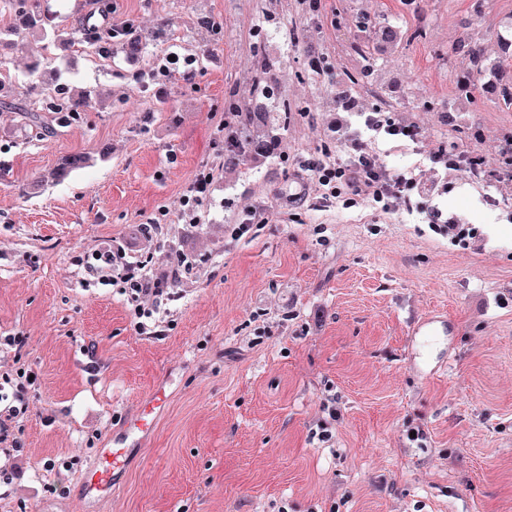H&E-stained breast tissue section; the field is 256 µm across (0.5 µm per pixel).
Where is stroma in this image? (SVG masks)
Returning <instances> with one entry per match:
<instances>
[{"mask_svg":"<svg viewBox=\"0 0 512 512\" xmlns=\"http://www.w3.org/2000/svg\"><path fill=\"white\" fill-rule=\"evenodd\" d=\"M421 0L425 34L376 67L330 134L333 92L301 79L310 57L349 66L354 37L343 16L380 11L414 21L399 0H111L109 24L148 40L137 64L71 48L72 70L100 102L32 134L22 111L34 97L28 66L54 55L16 38L12 80L0 102V334L24 336L35 378L21 445H0L12 473L0 512H512V182H474L431 155L442 144L434 101L454 103L463 150L488 170L512 134V108L462 95L442 60L465 33L489 56L512 0ZM471 16L470 28L459 25ZM304 46L288 45L290 25ZM195 58L184 77L156 71L173 48ZM280 56V91L311 102L288 129L276 173L233 178L222 168V129L255 78V58ZM403 90L384 104L377 90ZM402 115L415 141L367 127L373 113ZM362 146L416 179L411 201L384 211L323 196L302 160H349ZM71 154L92 166L56 182ZM213 180L192 225L180 207L199 172ZM254 209L266 221L231 230ZM470 228L466 242L431 211ZM161 224L149 243L141 224ZM129 261L197 257L161 316L162 335L139 334L119 286H86V259L106 243ZM437 314L453 328L426 377L411 364V328ZM166 401L129 452L111 496L87 503L80 480L98 449L131 422L158 387ZM336 399V417L323 403ZM333 437L321 442L320 424ZM419 439H412V432ZM68 462L65 493L43 464Z\"/></svg>","mask_w":512,"mask_h":512,"instance_id":"obj_1","label":"stroma"}]
</instances>
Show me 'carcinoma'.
<instances>
[{"label": "carcinoma", "mask_w": 512, "mask_h": 512, "mask_svg": "<svg viewBox=\"0 0 512 512\" xmlns=\"http://www.w3.org/2000/svg\"><path fill=\"white\" fill-rule=\"evenodd\" d=\"M16 11L24 22L40 30L46 37L58 43H81L86 35L78 28L65 29L51 21L38 9V0H14ZM348 23L366 35V40L348 44V49L359 58L358 70L345 75V94L341 102L351 100L356 89L362 86L363 78L370 69L378 66L385 55L396 49L403 37L399 22L384 15L356 13L348 18ZM501 59L491 60L485 56L480 39L468 37L452 45L448 57H462L469 61L470 67L456 73L455 84L459 92L468 93L482 86L494 94L506 106H512V83H504L497 78L503 60L512 62V23L497 35ZM146 40L130 39L123 32L112 31V27L99 29V38L95 42V51L112 57L118 54L133 59L145 52ZM276 62L268 57L258 61L257 79L249 96L236 105L224 121V170L245 174L264 164L281 163V145L288 133V127L295 118L297 110L287 102H281L277 109L271 108L274 69ZM34 75L52 73L55 76L51 88L36 94L33 107L28 109L29 125L37 130L43 129L41 113L54 112L60 119L67 120L85 111L96 103V94L89 88H79L71 84L61 65L44 58L35 61L30 68ZM502 165L498 174L492 176L486 170L482 156L473 151L463 153L454 151L450 156L461 155V169L476 181L512 180V135L505 136L498 145ZM88 164L81 155L65 157L58 165L54 178L62 179L76 169Z\"/></svg>", "instance_id": "carcinoma-1"}]
</instances>
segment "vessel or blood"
I'll return each instance as SVG.
<instances>
[{
	"label": "vessel or blood",
	"mask_w": 512,
	"mask_h": 512,
	"mask_svg": "<svg viewBox=\"0 0 512 512\" xmlns=\"http://www.w3.org/2000/svg\"><path fill=\"white\" fill-rule=\"evenodd\" d=\"M448 327L441 318L431 317L418 323L413 334L421 345L435 344L439 337L447 335ZM165 400L163 392H155L147 401L140 418L126 425L118 436L113 437L112 445L98 451V463L83 477L82 484L87 496L93 500H104L112 493L113 476L117 469L124 464V458L134 443L136 435L147 432L154 423V413Z\"/></svg>",
	"instance_id": "obj_1"
}]
</instances>
